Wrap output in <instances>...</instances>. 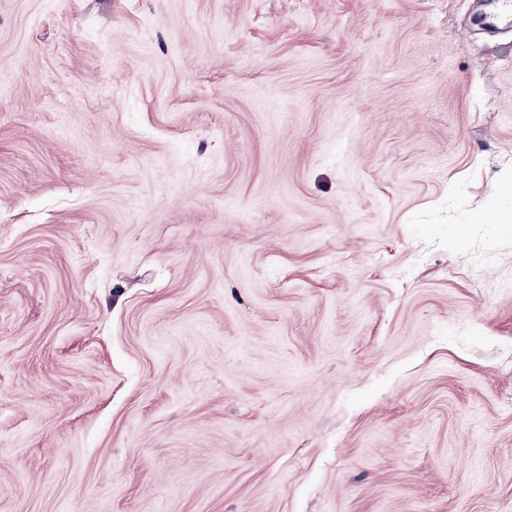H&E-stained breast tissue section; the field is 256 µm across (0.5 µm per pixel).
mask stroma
I'll use <instances>...</instances> for the list:
<instances>
[{
	"instance_id": "1",
	"label": "stroma",
	"mask_w": 512,
	"mask_h": 512,
	"mask_svg": "<svg viewBox=\"0 0 512 512\" xmlns=\"http://www.w3.org/2000/svg\"><path fill=\"white\" fill-rule=\"evenodd\" d=\"M493 8L0 0V512H512Z\"/></svg>"
}]
</instances>
